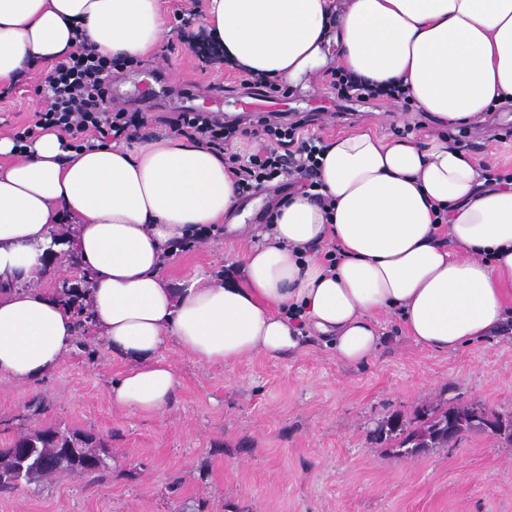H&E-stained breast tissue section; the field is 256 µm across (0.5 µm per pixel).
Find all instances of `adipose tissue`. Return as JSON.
Returning a JSON list of instances; mask_svg holds the SVG:
<instances>
[{
	"instance_id": "1",
	"label": "adipose tissue",
	"mask_w": 512,
	"mask_h": 512,
	"mask_svg": "<svg viewBox=\"0 0 512 512\" xmlns=\"http://www.w3.org/2000/svg\"><path fill=\"white\" fill-rule=\"evenodd\" d=\"M202 21L236 68L291 85L333 62L403 88L432 126L418 139L359 129L330 141L321 179L332 206L293 192L224 284L194 275L180 288L161 273L173 244L223 221L251 232L224 155L178 136L66 150L48 130L16 159L0 135V382L51 374L73 345L70 312L39 286L46 249H67L53 241L64 218L94 273L95 328L126 364L108 393L118 410H166L179 386L160 355L170 342L229 365L313 335L358 364L378 348L382 312L437 352L500 330L512 304V182L486 186L447 131L512 106V0H208ZM165 31L162 0H0V88L29 65L63 62L74 36L136 59ZM330 242L341 249L332 265Z\"/></svg>"
}]
</instances>
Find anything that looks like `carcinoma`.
I'll return each instance as SVG.
<instances>
[{
	"label": "carcinoma",
	"mask_w": 512,
	"mask_h": 512,
	"mask_svg": "<svg viewBox=\"0 0 512 512\" xmlns=\"http://www.w3.org/2000/svg\"><path fill=\"white\" fill-rule=\"evenodd\" d=\"M68 261L75 269V276L59 280L55 297L59 299L74 319L78 335L74 345L93 361L99 351L87 343L86 333L94 321L91 305L92 273L82 267L77 254H68ZM469 411L451 402L424 403L416 411L415 425L409 426L398 415L382 420V426L371 431L372 440L386 444L412 457L416 452L414 438L421 432H429L430 447L446 448L448 443V419L467 416ZM12 446L28 449L23 459L11 454V449H0V491L19 488L23 484L49 480L57 473L66 472L84 477L110 468L112 450L104 439L93 433L70 432L60 428L33 429L18 435Z\"/></svg>",
	"instance_id": "1"
}]
</instances>
